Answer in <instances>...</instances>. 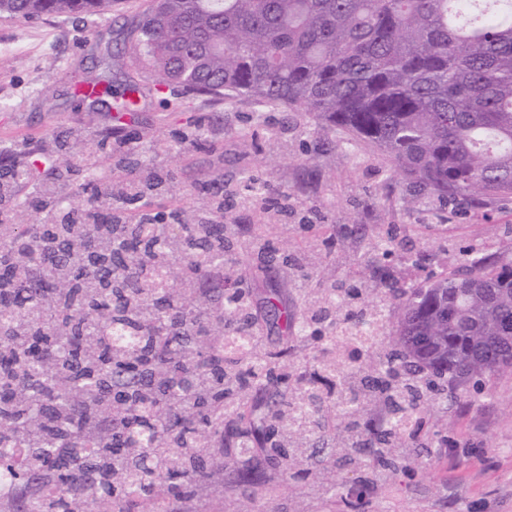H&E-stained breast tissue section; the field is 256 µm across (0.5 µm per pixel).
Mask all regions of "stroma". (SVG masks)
I'll list each match as a JSON object with an SVG mask.
<instances>
[{
	"mask_svg": "<svg viewBox=\"0 0 512 512\" xmlns=\"http://www.w3.org/2000/svg\"><path fill=\"white\" fill-rule=\"evenodd\" d=\"M148 0H112L108 14L48 15L33 21L0 17V176L10 165H31L36 183L57 194L49 167L71 163L54 140L86 146L100 170L112 167L126 142L172 183L151 216L167 223L202 214L206 175L224 177V210L237 236L251 242L262 199H274L282 215L265 234L278 251L314 257L309 273L274 268L246 276L256 311L268 296L302 299L320 277L340 288H361L371 300L375 283L362 269L388 240L409 244L412 261L398 277L418 282L455 266L463 249L495 252L512 227V199L476 209L419 193L382 154L348 141L320 121L306 119L281 134V107L241 97L189 94L157 84L148 70L119 53ZM108 83L99 101L80 87ZM140 92L134 119L121 122L116 108L127 86ZM200 143H192L193 135ZM424 430L439 431L445 448L415 462L377 468L367 487L370 512H512V376L489 384L453 411L432 405ZM271 500L298 512H342L339 498L300 492L296 483L265 470Z\"/></svg>",
	"mask_w": 512,
	"mask_h": 512,
	"instance_id": "1",
	"label": "stroma"
}]
</instances>
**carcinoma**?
I'll use <instances>...</instances> for the list:
<instances>
[{"instance_id": "1", "label": "carcinoma", "mask_w": 512, "mask_h": 512, "mask_svg": "<svg viewBox=\"0 0 512 512\" xmlns=\"http://www.w3.org/2000/svg\"><path fill=\"white\" fill-rule=\"evenodd\" d=\"M112 7V0H0V15L35 19ZM124 51L163 80L194 92L247 96L265 106L303 108L386 156L415 189L473 206L512 197V0H152ZM149 166L121 156L128 175ZM27 189L17 174L0 199ZM124 193V180L99 187L92 202ZM218 218L145 238L133 215L107 207L83 222L14 224L0 231V474L19 486L0 512H176L173 501L223 493L224 465L258 494V465L241 438H267L264 460L306 478L308 454L282 427L255 425L242 406L250 390L274 418L297 399V380L319 371L304 352L310 330L340 346L367 336L383 308L344 309L336 289L298 309L267 300L281 348L249 366L224 362L212 336L225 321L257 330L258 315L234 303L237 279L192 268L246 246ZM252 248L267 271L298 266L302 255ZM179 242L182 287L144 298L137 255L160 256ZM369 273L398 300L396 348L336 376L313 380L330 396L312 406L306 444L343 423L340 455L359 471L393 466L403 440L414 444V410L429 389L456 402L475 381L512 375V245L474 256L408 288L385 261ZM152 307L149 322L139 306ZM361 398L336 403L347 373ZM380 408L384 423L371 417ZM170 449L177 464L139 450Z\"/></svg>"}]
</instances>
